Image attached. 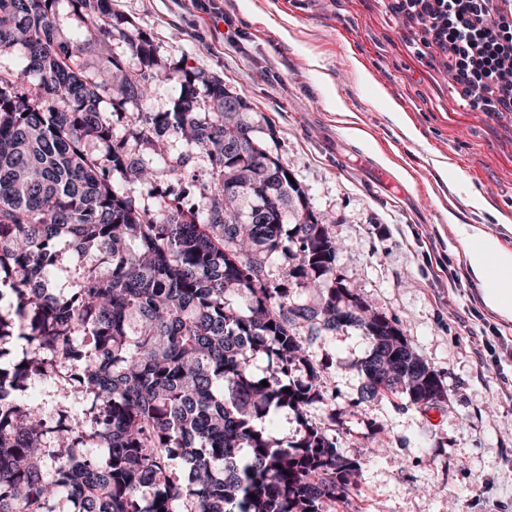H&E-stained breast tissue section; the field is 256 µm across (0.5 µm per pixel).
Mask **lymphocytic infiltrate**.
Here are the masks:
<instances>
[{
  "mask_svg": "<svg viewBox=\"0 0 512 512\" xmlns=\"http://www.w3.org/2000/svg\"><path fill=\"white\" fill-rule=\"evenodd\" d=\"M418 62L471 110L512 115V0H390Z\"/></svg>",
  "mask_w": 512,
  "mask_h": 512,
  "instance_id": "obj_1",
  "label": "lymphocytic infiltrate"
}]
</instances>
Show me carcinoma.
Masks as SVG:
<instances>
[{
  "label": "carcinoma",
  "instance_id": "obj_1",
  "mask_svg": "<svg viewBox=\"0 0 512 512\" xmlns=\"http://www.w3.org/2000/svg\"><path fill=\"white\" fill-rule=\"evenodd\" d=\"M70 4L84 26L64 39L59 0H0V54L26 58L0 69V512L61 495L81 512H329L359 466L309 420L326 395L303 336L361 331L366 400L433 404L442 381L336 276V241L223 79L183 69L171 109L115 133L107 107L140 106L162 77L153 38L112 0ZM94 48L120 89L85 70ZM159 174L199 203L160 191L140 208L133 187ZM36 379L72 399L60 421L29 399ZM283 409L289 442L257 425Z\"/></svg>",
  "mask_w": 512,
  "mask_h": 512
}]
</instances>
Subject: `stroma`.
<instances>
[{
    "instance_id": "stroma-1",
    "label": "stroma",
    "mask_w": 512,
    "mask_h": 512,
    "mask_svg": "<svg viewBox=\"0 0 512 512\" xmlns=\"http://www.w3.org/2000/svg\"><path fill=\"white\" fill-rule=\"evenodd\" d=\"M112 7L174 67L144 110L170 109L177 65L223 78L249 105L242 120L343 243L338 274L397 320L447 391L425 406L362 399L356 365L369 345L360 332L311 344L329 369L327 404L310 419L346 433V452L360 464L358 488L336 512H512V320L484 305L458 245L462 225L481 224L512 250V116L470 111L410 52L387 0ZM349 114L365 139L348 134ZM474 191L483 209L469 206ZM380 444L388 452L371 455Z\"/></svg>"
}]
</instances>
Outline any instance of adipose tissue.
Wrapping results in <instances>:
<instances>
[{
	"mask_svg": "<svg viewBox=\"0 0 512 512\" xmlns=\"http://www.w3.org/2000/svg\"><path fill=\"white\" fill-rule=\"evenodd\" d=\"M459 246L472 276L482 285L485 305L512 320V250L474 224L462 228Z\"/></svg>",
	"mask_w": 512,
	"mask_h": 512,
	"instance_id": "ef3b65f1",
	"label": "adipose tissue"
}]
</instances>
